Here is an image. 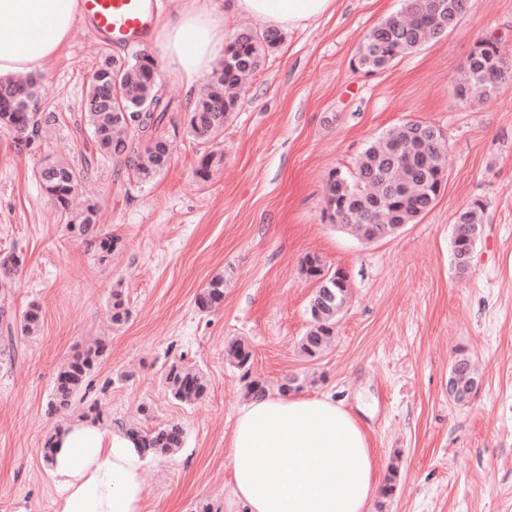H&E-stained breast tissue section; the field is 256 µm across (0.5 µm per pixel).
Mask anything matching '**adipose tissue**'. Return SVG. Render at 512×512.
<instances>
[{"label": "adipose tissue", "mask_w": 512, "mask_h": 512, "mask_svg": "<svg viewBox=\"0 0 512 512\" xmlns=\"http://www.w3.org/2000/svg\"><path fill=\"white\" fill-rule=\"evenodd\" d=\"M336 0H185L163 17L156 42L186 87L208 72L241 17L282 31L333 13ZM79 0H0V75L34 72L67 44ZM245 512H370L381 477L365 432L328 397L270 394L237 412L227 448ZM56 512H143V461L133 441L99 422L61 427L50 464Z\"/></svg>", "instance_id": "obj_1"}]
</instances>
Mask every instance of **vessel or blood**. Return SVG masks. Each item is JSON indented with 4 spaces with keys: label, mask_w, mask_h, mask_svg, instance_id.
<instances>
[{
    "label": "vessel or blood",
    "mask_w": 512,
    "mask_h": 512,
    "mask_svg": "<svg viewBox=\"0 0 512 512\" xmlns=\"http://www.w3.org/2000/svg\"><path fill=\"white\" fill-rule=\"evenodd\" d=\"M83 23L105 45L143 48L156 24V0H79Z\"/></svg>",
    "instance_id": "1"
}]
</instances>
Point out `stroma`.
<instances>
[{"label":"stroma","mask_w":512,"mask_h":512,"mask_svg":"<svg viewBox=\"0 0 512 512\" xmlns=\"http://www.w3.org/2000/svg\"><path fill=\"white\" fill-rule=\"evenodd\" d=\"M401 6L336 0L332 16L284 34L225 126L224 163L205 183L194 175L199 147L184 130L193 95L149 46L162 90L182 106L165 126L173 160L147 184L110 161L89 171L84 191L98 222L121 239L103 263L64 234L35 177L46 160L76 161L91 149L81 112L102 49L74 26L61 57L38 73L60 125L35 155L0 129V255L25 258L5 306L18 315L34 301L42 310L38 330L16 336L14 356L0 354V512H55L42 460L47 436L65 420L47 412L53 377L98 338L108 351L89 396L108 417L149 428L175 419L185 429L182 448L145 461L144 512H194L204 499L244 512L224 449L248 377L273 384L287 374L305 377L304 394L359 417L380 470L398 465L394 495L371 512H512V88L485 101L455 92L478 39L498 38L512 60V0H468L447 35L384 70L358 69L368 30ZM408 119L432 124L447 142L448 183L436 205L376 243L323 222L330 172L353 169L371 140ZM475 198L487 205L484 234L462 276L451 263L454 222ZM308 254L351 284L336 340L315 361L299 351ZM218 274L223 304L199 311L197 294ZM116 284L132 311L119 328L107 320ZM234 339L251 346L249 370L225 358ZM460 351L482 377L464 404L448 395ZM177 358L210 379L205 400L186 405L166 393L162 372Z\"/></svg>","instance_id":"1"}]
</instances>
